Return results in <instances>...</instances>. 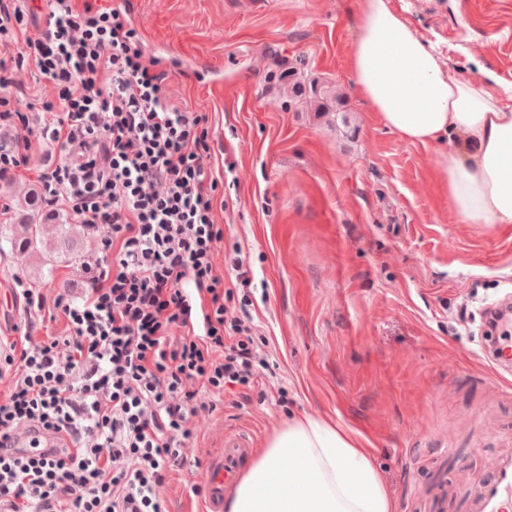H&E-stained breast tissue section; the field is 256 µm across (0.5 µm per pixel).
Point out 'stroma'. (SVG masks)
<instances>
[{
	"instance_id": "35a3bbf8",
	"label": "stroma",
	"mask_w": 512,
	"mask_h": 512,
	"mask_svg": "<svg viewBox=\"0 0 512 512\" xmlns=\"http://www.w3.org/2000/svg\"><path fill=\"white\" fill-rule=\"evenodd\" d=\"M126 8L174 104L209 116L210 168L224 204L216 262L240 255L262 294L250 313L272 367L248 395L224 394L200 420L202 450L172 472L170 512H203L191 493L225 432L262 447L289 415H320L366 443L395 512H470L471 484L512 452V370L484 346L479 313L512 295V225L464 224L436 176L437 149L387 129L353 86L360 0H109ZM436 49L451 80L512 88V0H389ZM301 73V94L281 88ZM26 120L0 144L39 132L51 94L38 69L15 73ZM35 147L0 180V224L38 173ZM75 256L41 279L39 257H0V348L63 333L23 297H80L86 259L111 254L85 225ZM288 392L279 405L278 389Z\"/></svg>"
}]
</instances>
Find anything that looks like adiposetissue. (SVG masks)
Returning a JSON list of instances; mask_svg holds the SVG:
<instances>
[{
    "label": "adipose tissue",
    "mask_w": 512,
    "mask_h": 512,
    "mask_svg": "<svg viewBox=\"0 0 512 512\" xmlns=\"http://www.w3.org/2000/svg\"><path fill=\"white\" fill-rule=\"evenodd\" d=\"M350 73L383 124L438 147L436 172L466 224H512V95L451 80L390 6L361 0ZM226 512H395L369 453L319 416L290 417L259 449Z\"/></svg>",
    "instance_id": "adipose-tissue-1"
}]
</instances>
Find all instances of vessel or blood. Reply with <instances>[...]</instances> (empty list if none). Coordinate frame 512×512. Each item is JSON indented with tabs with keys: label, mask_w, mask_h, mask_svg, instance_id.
<instances>
[{
	"label": "vessel or blood",
	"mask_w": 512,
	"mask_h": 512,
	"mask_svg": "<svg viewBox=\"0 0 512 512\" xmlns=\"http://www.w3.org/2000/svg\"><path fill=\"white\" fill-rule=\"evenodd\" d=\"M63 439L45 434L29 426L20 427L13 435V454L29 453L32 447L60 448ZM252 440L245 433H229L221 452L209 458L202 470L206 493L204 512H224L229 482L238 477L241 465L251 451ZM473 512H506L512 503V454L496 461L492 475L480 481L471 497Z\"/></svg>",
	"instance_id": "1"
}]
</instances>
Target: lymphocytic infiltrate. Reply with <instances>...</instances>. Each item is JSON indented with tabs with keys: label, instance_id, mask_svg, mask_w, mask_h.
I'll list each match as a JSON object with an SVG mask.
<instances>
[{
	"label": "lymphocytic infiltrate",
	"instance_id": "obj_1",
	"mask_svg": "<svg viewBox=\"0 0 512 512\" xmlns=\"http://www.w3.org/2000/svg\"><path fill=\"white\" fill-rule=\"evenodd\" d=\"M51 88L39 139L69 157L40 173L47 206L100 237L116 262L82 265L89 286L57 294L63 335L27 336L0 360V448L33 425L68 438L51 454L0 457V512H168L170 470L195 457L202 394L252 389L269 362L248 308L251 270L228 286L215 255L208 117L174 105L122 9L51 0L45 25L0 0V128L23 120L13 74Z\"/></svg>",
	"mask_w": 512,
	"mask_h": 512
}]
</instances>
